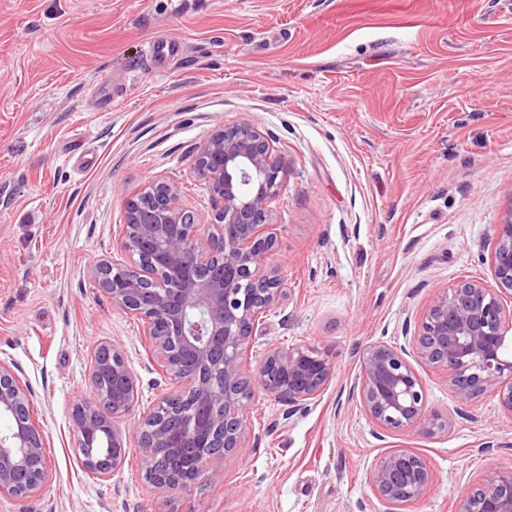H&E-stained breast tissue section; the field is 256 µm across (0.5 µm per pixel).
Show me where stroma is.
<instances>
[{
	"mask_svg": "<svg viewBox=\"0 0 512 512\" xmlns=\"http://www.w3.org/2000/svg\"><path fill=\"white\" fill-rule=\"evenodd\" d=\"M181 42L149 62L156 38ZM249 120L288 174L274 206L286 300L252 360L309 344L336 368L295 414L255 390L249 448L220 483L156 488L137 455L111 480L80 466L70 418L88 353L121 343L141 408L165 387L140 321L91 279L119 249L128 199L175 184L201 220L193 152ZM512 212V0H0V359L32 393L51 476L0 512H458L486 470L512 468V412L458 402L415 363L444 429L377 437L355 387L364 350L412 347L435 294L492 278ZM398 450L433 484L390 504L368 474Z\"/></svg>",
	"mask_w": 512,
	"mask_h": 512,
	"instance_id": "35a3bbf8",
	"label": "stroma"
}]
</instances>
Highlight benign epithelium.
Segmentation results:
<instances>
[{"label":"benign epithelium","mask_w":512,"mask_h":512,"mask_svg":"<svg viewBox=\"0 0 512 512\" xmlns=\"http://www.w3.org/2000/svg\"><path fill=\"white\" fill-rule=\"evenodd\" d=\"M194 171L214 202L206 233L182 203L177 186L156 180L129 200L121 248L129 263L102 260L90 276L120 310L144 324L153 361L173 392L134 420L141 392L123 347L101 342L90 356L93 398L74 404L81 467L112 477L139 446L141 468L155 486L182 491L220 482L211 453L249 447L244 416L252 384L293 415L335 376V366L308 345L271 347L253 372L242 354L257 330L258 315L287 297L281 268L269 264L276 250L273 200L287 169L264 132L250 121L213 132L196 151ZM490 263L494 287L468 281L439 292L422 321L415 350L420 362L448 371L457 399L466 403L493 390L512 411V212L495 226ZM359 394L372 423L383 432L430 431L417 372L403 351L369 345L362 357ZM27 385L0 361V494L24 500L49 479L40 426L31 415ZM432 480L424 457L398 451L370 469L371 490L389 502L418 500ZM458 512H512V469L488 470Z\"/></svg>","instance_id":"7a95c632"}]
</instances>
